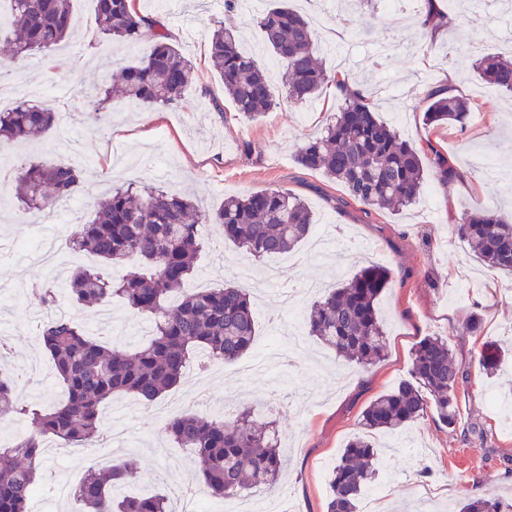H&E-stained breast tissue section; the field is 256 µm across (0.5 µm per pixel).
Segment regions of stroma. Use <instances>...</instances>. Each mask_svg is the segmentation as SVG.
<instances>
[{
    "label": "stroma",
    "instance_id": "35a3bbf8",
    "mask_svg": "<svg viewBox=\"0 0 512 512\" xmlns=\"http://www.w3.org/2000/svg\"><path fill=\"white\" fill-rule=\"evenodd\" d=\"M312 24L314 46L328 71L349 72L351 90L369 96L379 119L393 124L414 147H435L457 170L443 183L426 174L421 195L399 212L377 211L348 201L341 186L295 161L305 140L323 134L344 104L335 87L323 88L307 103L280 95L276 107L255 121L239 116L212 70L208 50L217 25L239 32L242 47L281 87L282 69L274 61L253 15L229 10L224 0H136V8L161 18L173 43L194 65V80L180 103L169 109L144 110L114 100L101 102L112 82L113 61L135 62L152 43L118 41L101 35L94 0H72L76 25L69 45L79 48L76 63H67V48L38 54L39 68L24 67L15 78L32 100L69 113L67 125L54 127L34 144H11L14 165L31 160L71 162L80 169L72 198L75 210L56 209L51 217L28 211L15 194L0 200V336L8 337L5 368L24 372L51 369L34 329L40 312L29 283L35 265L19 243H56L67 267L95 265L94 257L69 250L65 242L92 219L97 203L113 189L143 183L168 191H188L204 209L219 208L226 197L266 189H285L309 206L315 227H328L346 261L337 265L335 251L314 254L310 241L293 252L281 285L255 280L248 289L258 301L257 332L252 350L241 361L199 372L192 359L181 384L162 396L180 411L204 414L198 392L207 401L251 406L275 421L284 450L285 471L274 498L288 512H326L330 475L347 442L361 433L363 409L376 397L410 376L412 351L419 339L447 337L455 360L468 367L470 379L458 392L455 427L428 415L394 434H380L381 452L375 481L390 512H457L474 496L492 495L512 502V427H506L488 400L495 390L512 397V279L475 262L466 244L454 235L464 212L512 210V93L484 83L476 74L483 53L512 54V42L499 40L502 25L486 10L472 25V0H438L446 37L429 39L418 19L427 0H402V21L391 20L381 0H371L375 26L361 33L358 16L341 11L336 0H292ZM457 78V93L483 109L465 124H427L423 101L429 87L448 75ZM205 247L197 258V280L207 287L240 282V269L258 268L254 258L226 240L213 224L200 227ZM390 269L378 312L387 331V355L361 368L338 360L312 337H304L301 354L289 356V339L275 335L272 315L281 306L282 285L314 278L333 287L363 266ZM57 301L89 335L109 338L133 350L147 340L148 318L120 301L109 304L110 319L101 323L98 309L73 304L66 294ZM480 315L482 332L468 330L471 315ZM502 347L500 367L486 377L477 358L483 343ZM259 359L274 369L241 378L240 365ZM206 401V402H207ZM121 407L115 423L113 455L134 457L143 485L162 491L175 512L183 488L195 484L196 467L188 449L166 436L152 406L126 395L105 403L102 416Z\"/></svg>",
    "mask_w": 512,
    "mask_h": 512
}]
</instances>
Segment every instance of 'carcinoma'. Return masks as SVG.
Returning <instances> with one entry per match:
<instances>
[{"mask_svg":"<svg viewBox=\"0 0 512 512\" xmlns=\"http://www.w3.org/2000/svg\"><path fill=\"white\" fill-rule=\"evenodd\" d=\"M95 2L103 35L135 41L146 33L153 41L146 57L119 68L116 93L130 105L149 109L178 104L193 81V65L170 42L166 25L156 16L139 13L134 0ZM258 25L284 68L291 101H308L331 82L348 95L325 134L299 145V165L322 172L352 200L378 211H398L412 204L429 168L443 181L455 175L442 154L425 159L392 125L377 118L367 96L348 90L341 74L323 67L313 50L314 29L288 0H273ZM73 26L71 0H11L10 14L0 13V41L5 46L0 52V80L15 77L29 55L55 49ZM240 45L239 35L215 29L209 62L235 110L253 121L274 107L276 95L265 69ZM476 70L486 83L512 92V58L487 54ZM425 103L430 124H463L473 111L466 99L439 89L429 92ZM57 120L58 112L48 106L20 102L0 111V142L38 141ZM2 178L14 182L17 198L28 209L49 213L70 198L79 171L71 163L32 161L0 172ZM201 224L219 225L225 239L262 260L294 250L310 233L313 217L301 198L280 189L229 196L211 213H198L189 198L149 185L118 188L101 202L95 218L82 225L69 246L113 265L133 261L135 267L112 281L79 266L69 277L68 289L82 307H97L117 297L135 312L150 316V339L127 352L92 339L73 317H55L38 325L37 339L54 364L65 399L44 411L23 407L14 396L13 376L0 372V418L20 416L31 427L8 447H0V512H28L46 465V438L77 446L98 442L100 408L113 396L133 394L152 403L179 384L195 355L226 363L252 348L257 321L246 289L226 284L184 291L203 247ZM456 235L480 264L512 276V215L471 212L456 225ZM389 277L388 268L369 265L324 291L304 321L306 334L338 359L360 367L380 362L387 351V332L376 303ZM500 357L494 344L485 343L478 365L492 374ZM467 379L468 371L455 362L448 339H420L413 349L410 379L362 411L363 434L346 444L332 470L326 512H358L360 497L377 471L372 433L398 431L430 412L453 426L458 391ZM166 433L178 447L191 450L200 484L215 497H239L277 485L283 465L278 432L273 422H259L250 407L233 420L177 413L170 417ZM138 473L134 458H120L109 468L92 466L74 496L84 505L83 512H172L160 491L114 498V492L134 482ZM459 512H512V505L483 496L460 504Z\"/></svg>","mask_w":512,"mask_h":512,"instance_id":"cac0c4a2","label":"carcinoma"}]
</instances>
